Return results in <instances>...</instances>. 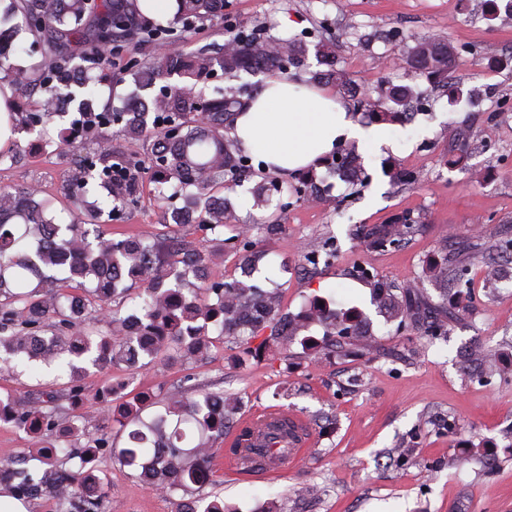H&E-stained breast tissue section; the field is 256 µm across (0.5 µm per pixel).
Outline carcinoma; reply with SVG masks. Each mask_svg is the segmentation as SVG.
<instances>
[{
  "label": "carcinoma",
  "mask_w": 512,
  "mask_h": 512,
  "mask_svg": "<svg viewBox=\"0 0 512 512\" xmlns=\"http://www.w3.org/2000/svg\"><path fill=\"white\" fill-rule=\"evenodd\" d=\"M222 8L224 0H176L168 26L144 24L137 0H10L0 15V23L12 22L10 38L22 32L33 35L42 55L37 65H17L10 62V47L0 43L3 80L20 93L41 88L37 111L13 105L14 131L31 134L45 119L64 121L72 106L79 118L61 129L55 151L69 153L78 138L88 146L67 175L64 190L71 220L54 239L47 236L48 227L55 224L54 198L40 196L34 187L22 194L0 188V364L39 360L50 366L67 354L83 362L80 367L69 364V393L78 403L88 397L103 402L113 391L108 386L86 393L88 368L121 367L129 373L147 358L192 361L208 349L215 331L226 337L248 334L249 340H259L254 347L258 354L298 338L305 348L325 357L379 351L377 338L356 311H336L314 299L300 313L290 314L282 310L277 292L258 286L250 273L241 280L212 278L202 245L186 241L167 248L158 239L149 243L140 236L114 240L103 228V210L86 204L91 185L105 191L113 213L137 204L143 180L139 170L145 168L157 184L163 223L194 224L204 234L229 224L237 237H248L251 226L239 223L231 200L217 195L224 178H235L247 162L237 143L224 138V127L246 104L247 91L241 87L207 99L199 83L219 71L228 79L254 71L275 75L301 64L308 49L298 40L285 39L288 53L281 55L271 46L274 39L256 30L229 37L217 53L186 52L175 45L176 32L211 19ZM117 33L128 42H149L155 48L152 61L137 71L139 86L150 88L159 81L165 85L147 99L133 96L122 112H107L99 108L88 89L90 78L82 74L92 65V56L120 50ZM316 54L328 69L314 72L311 80L336 86L344 99L355 94L345 72L336 68L335 50L321 44ZM452 57L448 44L424 39L411 48L406 62L430 79L443 80ZM418 96L410 86H394L370 113L380 122H400ZM200 101L206 103L204 113L197 111ZM114 124L121 125L119 133L131 143L152 141L149 166L134 156L114 153L109 133ZM326 165L353 182L363 175V160L354 147L342 162ZM418 228L416 218L401 212L362 235L369 249L385 251ZM467 267V259L446 252L429 267L428 278L443 290L441 303L433 302L417 284L395 294L378 278L369 276L367 281L380 313L401 325L422 323L423 336L431 339L448 335V283L457 285V304L466 300ZM127 278L145 297L138 311L120 317L112 302L129 289ZM87 280L94 288L78 293ZM313 323L324 327L322 339L300 337ZM469 359L496 370L482 346L473 347ZM149 401V395L135 393L107 411V417L127 432L128 446L116 448L104 434L76 445L78 426L70 417L61 418L54 391H41L25 404L0 400V420L42 443L39 452L45 465L38 473L30 472L22 460L0 466L14 473L4 488L18 499L48 498L53 512H105L112 509L110 488L103 478L92 482L87 474L88 465L100 456L138 467L143 483L169 492L205 484L212 477L213 444L224 436L236 403L224 399L222 392L201 391L193 399L174 387L165 394L163 411L145 422L141 414ZM189 423L201 435L192 448L184 447V425ZM71 459L77 460L75 467H63ZM189 504L193 508L188 512H232L217 496L192 498Z\"/></svg>",
  "instance_id": "cac0c4a2"
}]
</instances>
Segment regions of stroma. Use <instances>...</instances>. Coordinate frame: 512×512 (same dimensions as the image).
<instances>
[{"instance_id": "1", "label": "stroma", "mask_w": 512, "mask_h": 512, "mask_svg": "<svg viewBox=\"0 0 512 512\" xmlns=\"http://www.w3.org/2000/svg\"><path fill=\"white\" fill-rule=\"evenodd\" d=\"M229 24L295 38L311 49L337 39V65L360 90L358 101L344 107L362 125L372 123L363 103L379 100L388 87L426 92L415 120L394 124L396 145L365 155L362 181L318 168L321 203H308L297 177L280 173L274 207L256 206L252 190L268 174L254 163L243 184L229 191L240 223L254 227V248L267 252L255 280L277 290L292 313L314 296L336 309L358 310L380 350L370 357L318 359L296 342L254 358L237 339L219 338L200 360L139 369L129 392H150L157 403L174 386L224 392L237 403L230 433L268 407L308 421L306 455L274 478L240 472L229 448L218 450L212 464L218 490L237 512H264L270 502L277 512H512V281L492 284L483 276L493 263L512 264V25L491 19L484 0H224L223 15L197 24L177 43L188 51L216 48ZM427 38L447 41L455 53L447 81L437 85L406 63L415 42ZM148 52L130 44L112 57L108 67L116 80L99 84V104L124 110L133 88L127 67ZM71 163V156L49 147L15 163L0 161V188L59 193ZM391 164L416 173L417 182L394 183L386 171ZM143 186L139 203L110 222L113 239L150 234L200 240L214 256L213 276L239 277L242 254L225 245L223 234L163 223L152 176ZM402 211L419 217V231L389 251L368 250L362 228ZM265 224L284 231L267 239ZM326 242L334 249L330 264L308 267L307 246ZM468 243L479 250L470 261L466 309L449 320L447 339L432 344L415 326L386 321L370 285L354 276L363 269L395 287L421 282L436 301L440 294L426 277L431 260ZM475 343L495 354L493 375L469 372L463 353ZM67 381L65 373L27 362L0 371V396L24 400ZM469 447L486 449L488 459L454 467L457 450ZM401 448L407 456H398ZM21 458L30 470H41L27 434L0 426V463ZM100 469L111 488L112 512H177L186 496L211 491L207 485L189 494L147 488L115 458L102 460ZM309 484L319 485L321 495L302 496Z\"/></svg>"}]
</instances>
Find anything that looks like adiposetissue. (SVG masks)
Masks as SVG:
<instances>
[{"instance_id": "adipose-tissue-1", "label": "adipose tissue", "mask_w": 512, "mask_h": 512, "mask_svg": "<svg viewBox=\"0 0 512 512\" xmlns=\"http://www.w3.org/2000/svg\"><path fill=\"white\" fill-rule=\"evenodd\" d=\"M231 136L266 171L278 173L309 169L342 140L354 142L365 152L397 142L393 132L355 122L335 96L315 89L300 90L283 79L267 81L237 115Z\"/></svg>"}]
</instances>
